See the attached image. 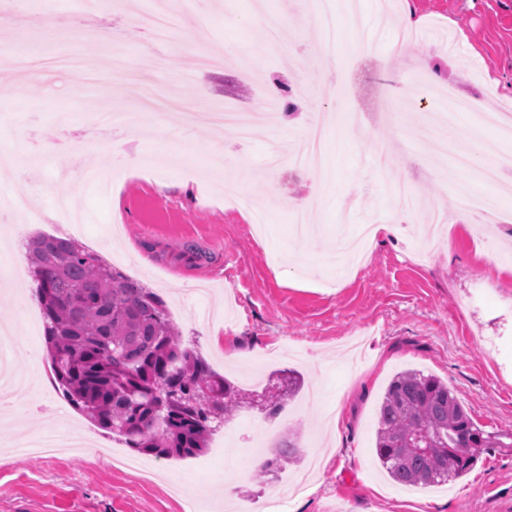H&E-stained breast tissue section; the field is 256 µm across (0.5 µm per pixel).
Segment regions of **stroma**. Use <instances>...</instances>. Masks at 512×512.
<instances>
[{
	"instance_id": "1",
	"label": "stroma",
	"mask_w": 512,
	"mask_h": 512,
	"mask_svg": "<svg viewBox=\"0 0 512 512\" xmlns=\"http://www.w3.org/2000/svg\"><path fill=\"white\" fill-rule=\"evenodd\" d=\"M395 2L424 16L426 29L461 31L466 41L418 43L405 62L391 63L388 39L366 40L380 21L376 0H362L359 18L341 23L355 52L331 62L312 52L323 33L298 0H193L164 46L151 43L138 21L155 0H112L104 44L92 39L90 15L71 0L0 9V56L45 37L47 56L78 60L47 83L0 70V152L34 177L25 186L0 182V200L26 194L50 213L65 195L85 215L82 224L61 229L0 210V316L12 328L0 341V366L50 384L48 395L22 396L18 413L0 417V512H182L181 497L171 492L176 481L196 487L206 512H239L245 498L262 512H512L511 450L488 449L465 477L429 489L397 486L374 457L378 405L405 369L447 382L485 430L512 432V236L475 224L422 240V213L402 217L393 191L409 178L422 199L446 205L459 184L478 183L477 168L455 165L460 146L473 143L472 127L461 124L437 154L422 121L399 130L382 117L399 106L385 87L426 80L418 59L428 52L447 61L444 80L456 92L479 96L488 115L512 117V0ZM49 12L56 17L51 30L44 24ZM260 15L278 23L277 43L265 42L255 24ZM228 43L237 54L199 69V55L223 52ZM115 54L158 95L247 113L256 120L252 139L243 144L233 130L189 126L172 114L138 132L127 160L113 159V128L135 103L121 76L90 85L85 70L107 68ZM273 85L280 112L295 124L262 120ZM335 110L376 119L328 128L330 199L319 196L311 174L265 168L270 142L299 139L317 113ZM43 140L57 142L65 160L41 157ZM373 145L384 147L395 166L369 163L364 151ZM300 206L319 230L301 242L291 234ZM369 220H398L402 231L374 239L362 263L331 264L337 236L356 235ZM20 225L29 234L77 236L150 288L214 372L242 387L252 371L273 384L291 369L300 378L296 393L275 419L248 405L217 428L211 448L237 443L224 458L211 449L188 459L141 456L152 474L148 484L96 455L42 458L7 447L16 435L65 428L113 456L133 454L78 410L58 411L68 398L54 381L34 283L16 270ZM188 244L200 258L185 254ZM215 329L234 348L214 344ZM279 433L295 435L303 456L282 479H307L309 490L277 507L273 480L256 476L247 456L250 445L272 446Z\"/></svg>"
}]
</instances>
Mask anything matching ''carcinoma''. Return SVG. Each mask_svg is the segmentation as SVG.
Listing matches in <instances>:
<instances>
[{
	"label": "carcinoma",
	"instance_id": "1",
	"mask_svg": "<svg viewBox=\"0 0 512 512\" xmlns=\"http://www.w3.org/2000/svg\"><path fill=\"white\" fill-rule=\"evenodd\" d=\"M27 247L53 372L70 403L137 452L204 453L213 411L229 421L245 404L240 390L174 335L154 292L81 242L42 234ZM490 448L512 449V433L482 429L447 383L414 369L393 377L379 405L375 457L394 482L445 485ZM296 459L295 442L284 441L258 472Z\"/></svg>",
	"mask_w": 512,
	"mask_h": 512
}]
</instances>
